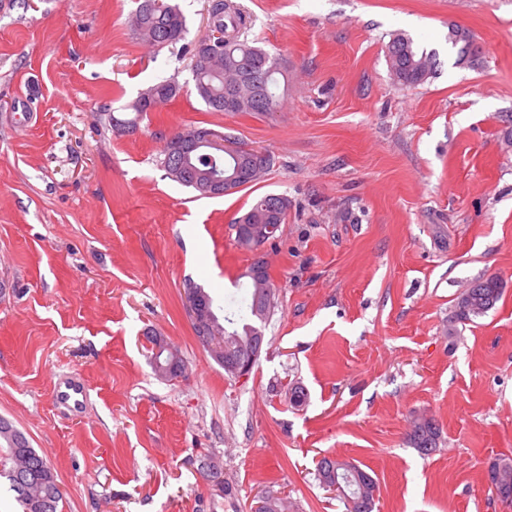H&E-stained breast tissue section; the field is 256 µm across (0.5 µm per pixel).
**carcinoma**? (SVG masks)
<instances>
[{"mask_svg": "<svg viewBox=\"0 0 512 512\" xmlns=\"http://www.w3.org/2000/svg\"><path fill=\"white\" fill-rule=\"evenodd\" d=\"M209 26L220 31L223 39L195 41L192 54V78L197 96L209 112L257 113L275 112L280 107V96L276 93V75L281 73L280 63L269 53L249 40L247 30L251 27L250 16L238 0H215L209 5ZM130 30L135 38L153 47L176 44L186 38L188 28L186 17L177 5L168 0H136V7L129 19ZM473 35L465 31L458 37L455 30L448 32V42L457 48L458 59L474 61L476 54L470 47ZM386 61L393 78L401 85L417 86L424 83L437 65L436 53L420 48L403 32L393 34L387 45ZM181 91L173 79L157 82L125 107L123 117H112V128L120 132H134L148 113L174 100ZM224 141L232 145L239 156L210 159L205 153H198L187 161L169 147L163 148V168L167 178L190 189L195 196L207 198L209 194L200 185V174L217 166L225 172L239 168L247 172L241 184L259 181L273 164L255 171L248 168L247 155L252 149L226 136ZM291 203L281 194H266L254 201L252 206L236 221V238L240 247L250 249L252 236L250 228L257 224H283L288 218ZM476 289L482 310L466 311L461 301H456L454 320L448 324V335L456 334V324L470 322L490 311L499 301L502 288L499 284L485 283ZM256 285L249 282L246 296L238 303V314L219 320L214 314L213 299L207 297V323L192 322L196 337L203 331L214 330L222 336L240 337L243 347H248L250 336L257 332L258 325L266 323L273 305H268L266 314H253ZM441 438L439 426L432 422L424 427L413 425L408 434V443L423 455L427 448L439 447ZM6 484L13 492L22 512H58L61 491L52 465L36 449L30 447L26 437L9 422L0 419V484ZM346 496L362 500L360 512H374L376 501L372 496L360 492L357 478L345 483Z\"/></svg>", "mask_w": 512, "mask_h": 512, "instance_id": "cac0c4a2", "label": "carcinoma"}]
</instances>
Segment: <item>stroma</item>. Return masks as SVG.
I'll list each match as a JSON object with an SVG mask.
<instances>
[{
    "mask_svg": "<svg viewBox=\"0 0 512 512\" xmlns=\"http://www.w3.org/2000/svg\"><path fill=\"white\" fill-rule=\"evenodd\" d=\"M240 2L281 62L278 111L197 97L185 44L206 34L208 0H178L188 34L163 48L133 37V0L0 5V417L56 470L59 512H251L264 496L344 512L324 455L373 475L380 512H512L487 483L512 459V0ZM400 31L437 54L414 88L386 63ZM168 78L175 100L113 131L109 111ZM190 125L274 163L194 198L160 166ZM268 193L288 197V221L243 249L234 223ZM259 256L276 308L237 379L196 338L185 289L239 298ZM487 277L500 300L449 334L457 296ZM151 333L184 376H155ZM65 374L88 386L81 414L53 401ZM418 415L441 430L428 456L407 442Z\"/></svg>",
    "mask_w": 512,
    "mask_h": 512,
    "instance_id": "1",
    "label": "stroma"
}]
</instances>
